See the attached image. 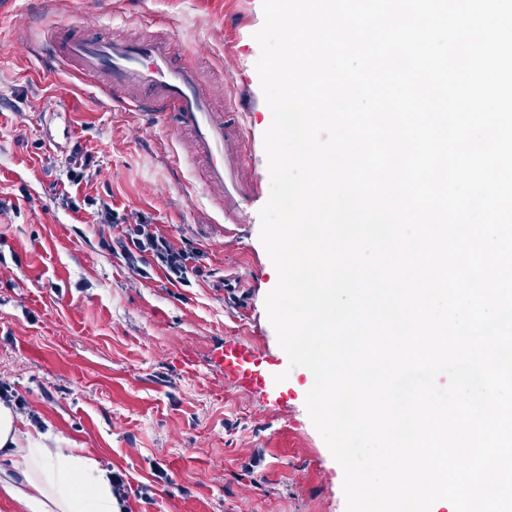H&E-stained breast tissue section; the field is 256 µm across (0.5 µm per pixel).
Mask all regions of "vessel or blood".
<instances>
[{
    "label": "vessel or blood",
    "mask_w": 512,
    "mask_h": 512,
    "mask_svg": "<svg viewBox=\"0 0 512 512\" xmlns=\"http://www.w3.org/2000/svg\"><path fill=\"white\" fill-rule=\"evenodd\" d=\"M37 52L49 70H77L90 83L111 86L114 106L137 112L144 123L165 124L185 147L183 154L173 156L172 166L189 160L201 163V189L225 223H241L247 207L261 197V179L248 163L255 138L239 100L230 99L226 111H214L196 70L178 64L180 47L171 36L108 40L59 29ZM253 355V350L226 342L225 373L253 382L245 369Z\"/></svg>",
    "instance_id": "obj_1"
}]
</instances>
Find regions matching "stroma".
Returning <instances> with one entry per match:
<instances>
[{
  "mask_svg": "<svg viewBox=\"0 0 512 512\" xmlns=\"http://www.w3.org/2000/svg\"><path fill=\"white\" fill-rule=\"evenodd\" d=\"M262 0H9L0 7V382L32 425L50 424L123 475L128 512H345L344 473L307 413L265 305L278 277L254 202L225 223L162 124L113 109L35 45L60 25L108 38L170 34L223 111L235 87L248 125L272 122L255 64ZM92 179L68 180L78 150ZM117 224H152L199 259L186 284L142 279L98 245L85 196ZM233 340L274 358L258 391L224 373Z\"/></svg>",
  "mask_w": 512,
  "mask_h": 512,
  "instance_id": "1",
  "label": "stroma"
}]
</instances>
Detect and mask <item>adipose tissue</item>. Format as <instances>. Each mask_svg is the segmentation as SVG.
I'll return each mask as SVG.
<instances>
[{
	"label": "adipose tissue",
	"instance_id": "1",
	"mask_svg": "<svg viewBox=\"0 0 512 512\" xmlns=\"http://www.w3.org/2000/svg\"><path fill=\"white\" fill-rule=\"evenodd\" d=\"M0 498L17 512H121L111 472L52 432H33L0 400Z\"/></svg>",
	"mask_w": 512,
	"mask_h": 512
}]
</instances>
